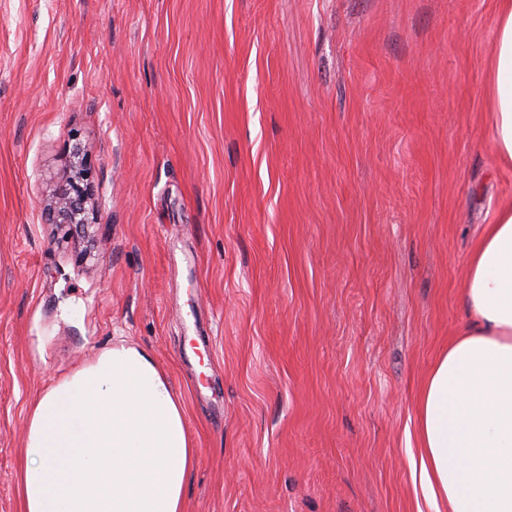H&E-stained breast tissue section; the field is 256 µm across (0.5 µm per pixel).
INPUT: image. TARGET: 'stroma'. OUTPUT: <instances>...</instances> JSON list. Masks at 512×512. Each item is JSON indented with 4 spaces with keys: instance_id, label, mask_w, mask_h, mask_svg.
Segmentation results:
<instances>
[{
    "instance_id": "stroma-1",
    "label": "stroma",
    "mask_w": 512,
    "mask_h": 512,
    "mask_svg": "<svg viewBox=\"0 0 512 512\" xmlns=\"http://www.w3.org/2000/svg\"><path fill=\"white\" fill-rule=\"evenodd\" d=\"M495 11L0 0V512L32 404L118 338L183 402L185 512H431L417 398L512 199ZM77 151L89 224L68 235L45 209ZM494 52L485 71L492 144L499 164L512 169V1L498 0Z\"/></svg>"
}]
</instances>
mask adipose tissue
Segmentation results:
<instances>
[{"mask_svg":"<svg viewBox=\"0 0 512 512\" xmlns=\"http://www.w3.org/2000/svg\"><path fill=\"white\" fill-rule=\"evenodd\" d=\"M485 71L492 144L512 169V0H498ZM471 323L434 362L417 405V471L433 512H512V202L468 262ZM21 512H184L196 463L166 370L124 341L33 406Z\"/></svg>","mask_w":512,"mask_h":512,"instance_id":"ef3b65f1","label":"adipose tissue"}]
</instances>
